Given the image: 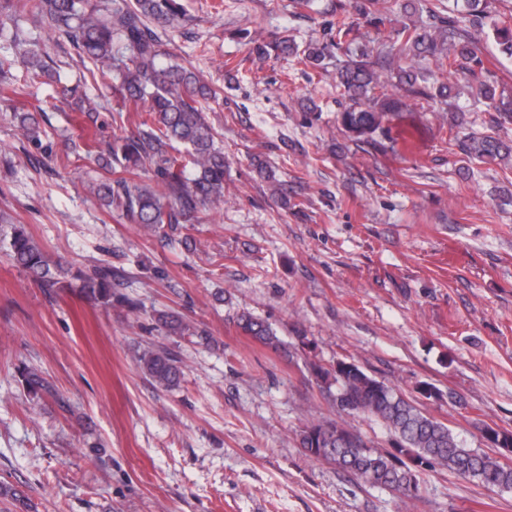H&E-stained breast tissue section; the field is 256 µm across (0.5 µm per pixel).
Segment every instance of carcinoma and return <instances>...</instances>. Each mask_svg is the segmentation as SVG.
Wrapping results in <instances>:
<instances>
[{"mask_svg": "<svg viewBox=\"0 0 512 512\" xmlns=\"http://www.w3.org/2000/svg\"><path fill=\"white\" fill-rule=\"evenodd\" d=\"M462 8L448 15L430 14L431 21L405 24L392 31L398 55L391 57L364 41L361 27L351 19L346 6H336V26L329 41L308 44L304 49L286 38L255 47L256 55H294L305 66L325 68L336 50V87L346 102L341 113L345 130L356 140L369 142L385 130L389 117L407 110L412 98L447 106L456 112L454 86L439 81L435 73L463 77L479 83L478 95L490 125H512V93L498 89L478 54L469 28L487 30L501 54L512 58V14L486 10L482 0H461ZM182 13L180 0H0V32L21 17L48 21L65 37L95 71L118 73L112 87L124 102L146 103L147 118L123 138L102 168L111 176L97 186L98 199L131 224L156 235L180 224H195L209 206L224 201V149L216 142L213 127L204 114V103L216 92L190 67L163 65L161 42L151 25L165 27ZM21 63L31 78L53 76L34 45L21 54ZM389 80L404 91L395 97L375 89ZM62 95L79 103V111H97L80 86L65 87ZM28 139L40 140L41 128L29 112H14ZM186 154L171 153L175 145ZM463 154L481 163L512 157V141L489 134H469L459 140ZM140 170H150L153 182L135 179ZM0 248L14 266L43 288L70 289L103 307L112 306V268L95 266L88 271H64L50 260L44 247L26 229L14 224L10 235L0 238ZM158 323L172 336L207 339V334L176 313L161 312ZM236 325L254 341L280 350L282 344L271 326L248 311L236 315ZM138 366L154 383L175 389L183 379L181 361L165 350L147 349L138 356ZM317 382L334 395L336 408L346 414L362 413L382 422L396 436L394 448L381 450L339 421L312 420L299 431V445L307 454L321 458L344 471L380 487L397 491L407 499L418 496L424 471L445 467L476 480L485 487L512 489V465L485 452L466 447L448 426L424 413L414 402L382 381L348 362L340 368L313 365ZM27 393H52L49 382L34 371L22 373ZM488 440L503 453L512 450V433L490 430Z\"/></svg>", "mask_w": 512, "mask_h": 512, "instance_id": "carcinoma-1", "label": "carcinoma"}]
</instances>
